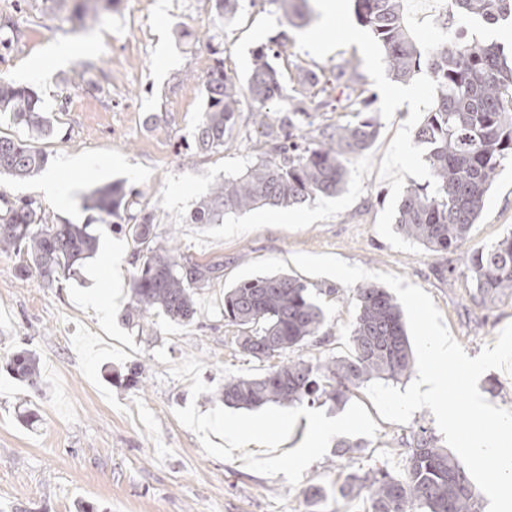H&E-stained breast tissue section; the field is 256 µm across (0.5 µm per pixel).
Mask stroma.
<instances>
[{
  "mask_svg": "<svg viewBox=\"0 0 512 512\" xmlns=\"http://www.w3.org/2000/svg\"><path fill=\"white\" fill-rule=\"evenodd\" d=\"M81 0H0V26L12 22L18 38L0 47V75L32 85L55 133L40 140L49 156L45 173L58 196L43 189L44 175L18 180L0 176V195L31 196L52 217L89 224L84 194L116 180L141 191L159 231L172 233L180 253L200 263L219 261L220 278L195 296L194 320L176 324L151 316L141 326L127 318L134 244L106 224H89L98 253L58 288L39 286L17 273L20 259L0 252V512H309L310 493L324 494L325 512H368L366 496L341 497L347 477L372 467L403 469L414 436L440 431L430 409L407 424L385 421L365 389L341 404H268L233 409L215 399L225 377H255L268 363L239 353L224 325V291L257 275H297L298 253H329L371 271L392 272L428 292L453 337L468 356L494 346L512 323V295L482 304L467 276V254L512 233V159L506 160L483 213L465 244L432 252L401 236L395 226L399 200L413 185L431 184L428 149L414 133L431 108V77L419 73L394 81L384 54L353 5L340 20L317 18L288 28L273 0H242L236 18L214 22L213 0H117L99 24L82 29L74 16ZM360 40L348 38V31ZM288 45L276 61L285 76L309 64L332 73L351 64L368 96L367 115L379 123L369 150L350 160L344 190L287 209L260 207L226 215L220 224L190 220L196 202L216 181L245 170L263 151L251 123L256 106L241 105V144L216 153L193 154L204 108L202 78L219 44L226 71L246 81L253 51L280 33ZM91 45L98 68L80 56L32 78L53 46ZM87 168L75 178L74 164ZM121 261V285L97 293L98 272ZM321 302L327 339L303 350L322 362L347 356L356 317L353 289L328 277ZM39 358L42 381L32 388L3 368L16 349ZM140 366L138 387L111 384L109 371ZM36 410L29 422L24 408ZM294 416L288 443L279 438L281 415ZM334 420L325 448L309 459L300 451L313 418ZM256 428V442L224 444V434ZM360 441L353 457L340 456L338 441Z\"/></svg>",
  "mask_w": 512,
  "mask_h": 512,
  "instance_id": "35a3bbf8",
  "label": "stroma"
}]
</instances>
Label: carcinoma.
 Wrapping results in <instances>:
<instances>
[{"label": "carcinoma", "mask_w": 512, "mask_h": 512, "mask_svg": "<svg viewBox=\"0 0 512 512\" xmlns=\"http://www.w3.org/2000/svg\"><path fill=\"white\" fill-rule=\"evenodd\" d=\"M101 0H83L79 19L92 26L101 19ZM288 24L306 25L299 3L271 0ZM459 27L443 21L442 38L419 47L404 22V0H354L357 20L369 27L384 52L393 77L406 81L425 71L435 85V102L415 132L428 148L433 189L414 187L401 197L396 229L430 251L460 248L481 216L487 194L503 161L512 158V57L496 43L467 40L469 25L512 20V0H452ZM219 24L231 21L240 0H214ZM288 39L276 47L261 46L252 55L247 92L256 104L253 123L263 128L269 148L235 177L215 183L191 212L194 224H221L224 215L262 206L289 208L318 195L341 191L345 162L364 153L378 134V123L362 115L366 101L358 79L341 67L328 78L307 67L297 69L293 95L271 58L285 52ZM214 63L202 80L205 107L197 123L193 148L217 152L240 136L242 87L224 69L219 51L209 46ZM338 87L349 90L347 107L355 119L317 128L308 137L316 112L327 106L323 97ZM281 103L271 113L268 104ZM0 119L23 136L0 135V174L23 179L41 171L48 155L36 143L51 135L38 92L0 78ZM140 191L121 182L91 189L84 208L99 224H114L137 244L131 283L130 321L163 315L188 323L195 314V295L219 277L220 263L191 262L179 254L174 237L155 231L153 216L136 209ZM98 249L85 224H54L42 203L33 198L0 196V251L22 257L18 275H33L50 288L77 273ZM482 303L512 292V232L465 261ZM334 288L310 287L286 274L244 279L224 292V325L234 328L240 352L279 363L259 377L229 376L219 392L224 405L252 409L268 403H315L325 398L341 403L348 393L373 379L398 381L413 369V353L404 314L384 289L363 284L355 289L357 314L351 330L350 355L318 364L298 352L328 336L318 296ZM296 358L286 360L284 355ZM15 379L36 387L40 370L34 351L21 348L7 364ZM342 490L363 493L372 512H480L479 492L463 462L426 430L417 434L403 472L387 468L352 474Z\"/></svg>", "instance_id": "carcinoma-1"}]
</instances>
